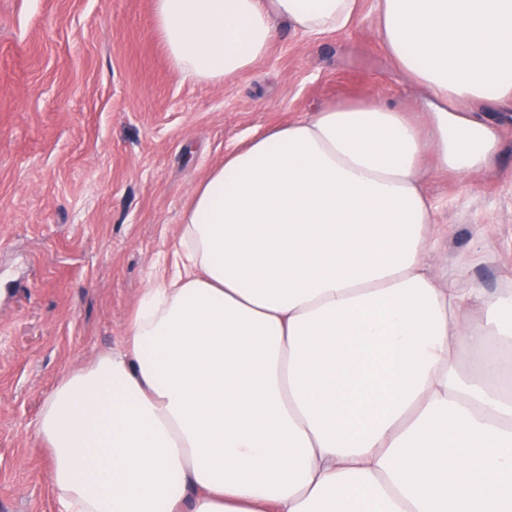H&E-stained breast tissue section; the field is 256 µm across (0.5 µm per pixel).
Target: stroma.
<instances>
[{"label": "stroma", "instance_id": "stroma-1", "mask_svg": "<svg viewBox=\"0 0 512 512\" xmlns=\"http://www.w3.org/2000/svg\"><path fill=\"white\" fill-rule=\"evenodd\" d=\"M372 91L419 109L373 0L341 32L279 24L248 73L211 83L176 69L153 0H0V512H55L40 409L62 374L121 346L173 269L195 186L255 133ZM502 136L486 178L427 183L451 253L493 219V259L471 271L492 287L512 279V117Z\"/></svg>", "mask_w": 512, "mask_h": 512}]
</instances>
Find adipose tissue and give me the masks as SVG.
Instances as JSON below:
<instances>
[{"label": "adipose tissue", "instance_id": "ef3b65f1", "mask_svg": "<svg viewBox=\"0 0 512 512\" xmlns=\"http://www.w3.org/2000/svg\"><path fill=\"white\" fill-rule=\"evenodd\" d=\"M358 0H154L177 69L247 73L283 19L308 36ZM424 92L255 134L196 186L186 261L146 288L121 350L65 373L35 433L57 512H512V284L488 289L425 189L502 152L512 0H375Z\"/></svg>", "mask_w": 512, "mask_h": 512}]
</instances>
